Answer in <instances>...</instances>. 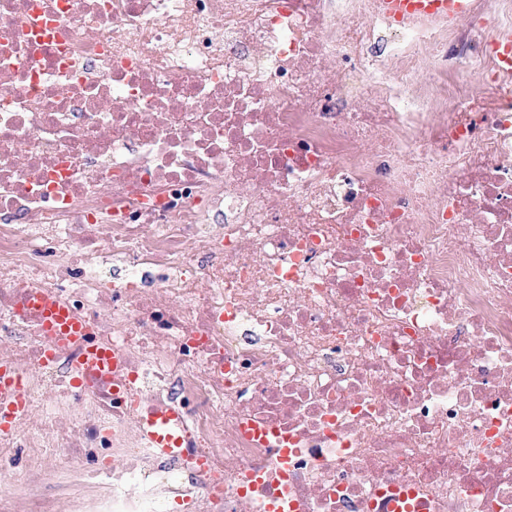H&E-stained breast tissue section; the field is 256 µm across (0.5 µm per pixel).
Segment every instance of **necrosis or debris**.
Returning a JSON list of instances; mask_svg holds the SVG:
<instances>
[{
	"mask_svg": "<svg viewBox=\"0 0 512 512\" xmlns=\"http://www.w3.org/2000/svg\"><path fill=\"white\" fill-rule=\"evenodd\" d=\"M509 36L512 0H0V512H512ZM384 14L400 21L415 12L457 14L466 8V0H382ZM43 315L42 330L45 336H60L59 333L72 335L79 332V325L71 319L55 301L43 297L39 300ZM181 421L182 417L176 411L148 416L144 420V432L149 440L159 448L173 450L180 447V437L175 434L174 429L179 428Z\"/></svg>",
	"mask_w": 512,
	"mask_h": 512,
	"instance_id": "necrosis-or-debris-1",
	"label": "necrosis or debris"
}]
</instances>
